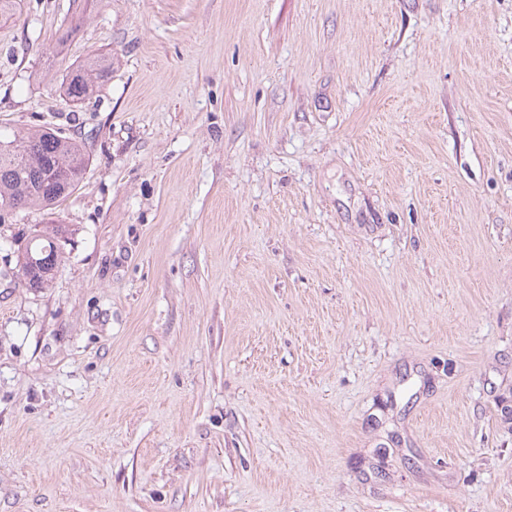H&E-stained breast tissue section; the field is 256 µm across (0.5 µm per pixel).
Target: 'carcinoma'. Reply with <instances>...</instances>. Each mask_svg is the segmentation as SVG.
<instances>
[{
	"instance_id": "1",
	"label": "carcinoma",
	"mask_w": 512,
	"mask_h": 512,
	"mask_svg": "<svg viewBox=\"0 0 512 512\" xmlns=\"http://www.w3.org/2000/svg\"><path fill=\"white\" fill-rule=\"evenodd\" d=\"M112 76V57L94 54L66 76V95L81 102ZM88 158L81 143L39 127L0 141V220L15 209L53 211L83 180ZM17 259L28 288L52 282L62 260L58 234L39 231L18 245Z\"/></svg>"
}]
</instances>
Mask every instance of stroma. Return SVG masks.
Wrapping results in <instances>:
<instances>
[{"mask_svg":"<svg viewBox=\"0 0 512 512\" xmlns=\"http://www.w3.org/2000/svg\"><path fill=\"white\" fill-rule=\"evenodd\" d=\"M39 126L88 166L0 223V512H512V0H17ZM111 76L112 57L108 54H94L67 73V98L72 102H81ZM58 229L37 231L20 243L17 259L22 279L27 288H45L52 282L62 260Z\"/></svg>","mask_w":512,"mask_h":512,"instance_id":"stroma-1","label":"stroma"}]
</instances>
